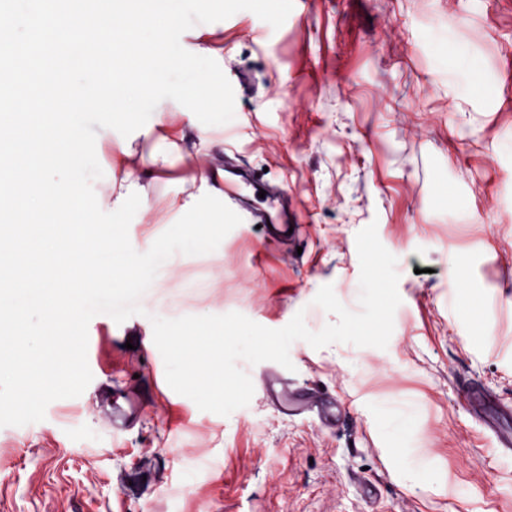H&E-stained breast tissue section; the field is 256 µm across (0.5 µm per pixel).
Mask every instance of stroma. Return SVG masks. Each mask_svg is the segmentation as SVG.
I'll return each mask as SVG.
<instances>
[{"mask_svg":"<svg viewBox=\"0 0 512 512\" xmlns=\"http://www.w3.org/2000/svg\"><path fill=\"white\" fill-rule=\"evenodd\" d=\"M180 42L218 62L235 116L207 126L173 105L164 125L109 131L100 166H134L145 187L133 248L183 216L203 154L286 190L305 232L279 247L239 224L214 252L172 255L142 314L93 317L85 391L0 427V512H512V455L460 395L475 380L512 399V0H294L280 28L244 10ZM372 223L398 259L386 349L296 341L293 371L247 366L254 394L226 417L170 388L151 316L279 329L300 312L320 331L323 285L359 308ZM269 373L335 397L336 426L281 413ZM132 385L141 410L113 426L110 395Z\"/></svg>","mask_w":512,"mask_h":512,"instance_id":"stroma-1","label":"stroma"}]
</instances>
